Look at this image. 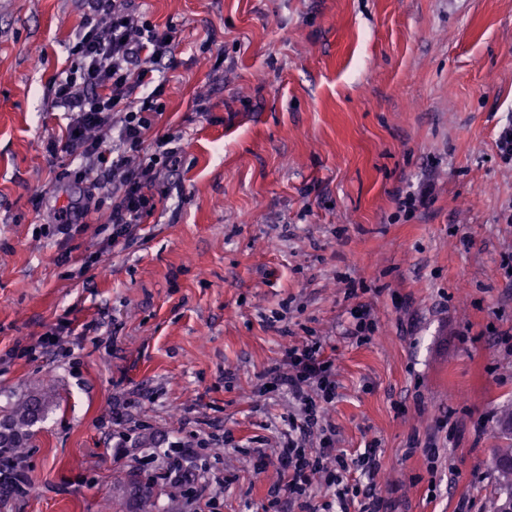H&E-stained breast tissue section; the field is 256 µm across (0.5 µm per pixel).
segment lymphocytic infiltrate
I'll list each match as a JSON object with an SVG mask.
<instances>
[{
    "instance_id": "obj_1",
    "label": "lymphocytic infiltrate",
    "mask_w": 512,
    "mask_h": 512,
    "mask_svg": "<svg viewBox=\"0 0 512 512\" xmlns=\"http://www.w3.org/2000/svg\"><path fill=\"white\" fill-rule=\"evenodd\" d=\"M89 12L69 49L71 62L51 88V105L68 119L61 138L47 152L70 156L62 181L87 184L85 201L57 215L60 233L101 208H108L113 242L134 239L157 206L155 188L175 164L178 136L151 139L154 121L166 110L165 79L159 73L174 58V27L159 28L137 13L130 0H87ZM109 189L103 205L97 190ZM275 390L297 405L278 450L280 480L266 512L287 500L297 512H394L376 493L381 463L376 442L357 457L336 446V429L321 422L323 406L337 396L336 365L315 337L286 349L266 373ZM202 439L176 442L164 451V474L184 483L204 448Z\"/></svg>"
}]
</instances>
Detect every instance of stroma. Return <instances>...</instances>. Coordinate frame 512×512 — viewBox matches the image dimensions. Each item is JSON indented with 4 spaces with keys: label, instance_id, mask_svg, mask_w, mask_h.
<instances>
[{
    "label": "stroma",
    "instance_id": "obj_1",
    "mask_svg": "<svg viewBox=\"0 0 512 512\" xmlns=\"http://www.w3.org/2000/svg\"><path fill=\"white\" fill-rule=\"evenodd\" d=\"M135 4L177 31L151 135L181 136L183 153L138 239L114 245L98 223L57 232L85 188L45 150L86 4L0 0V410L48 405L34 490L0 512H194L201 491L216 512H262L293 410L265 373L312 336L336 360L324 417L341 448L378 440L374 482L396 512H492L512 403V163L496 146L512 0ZM422 191L426 206H400ZM356 306L378 326L363 345L346 337ZM62 320L102 328L22 356ZM441 419L455 436L432 473L404 450ZM190 435L209 441L202 481L146 498L148 454ZM132 467L136 483L117 481Z\"/></svg>",
    "mask_w": 512,
    "mask_h": 512
}]
</instances>
